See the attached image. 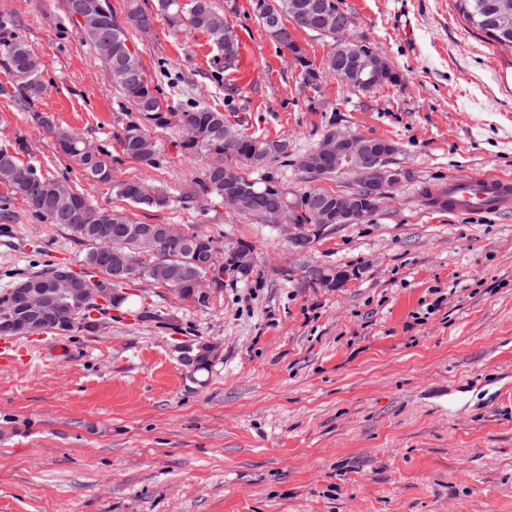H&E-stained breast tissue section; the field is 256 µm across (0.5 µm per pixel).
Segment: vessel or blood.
I'll list each match as a JSON object with an SVG mask.
<instances>
[{
	"label": "vessel or blood",
	"mask_w": 512,
	"mask_h": 512,
	"mask_svg": "<svg viewBox=\"0 0 512 512\" xmlns=\"http://www.w3.org/2000/svg\"><path fill=\"white\" fill-rule=\"evenodd\" d=\"M437 189L447 194V211L451 214L512 213V180L507 178L452 176Z\"/></svg>",
	"instance_id": "vessel-or-blood-1"
}]
</instances>
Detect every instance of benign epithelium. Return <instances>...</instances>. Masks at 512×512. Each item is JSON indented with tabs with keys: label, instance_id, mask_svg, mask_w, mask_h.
<instances>
[{
	"label": "benign epithelium",
	"instance_id": "benign-epithelium-1",
	"mask_svg": "<svg viewBox=\"0 0 512 512\" xmlns=\"http://www.w3.org/2000/svg\"><path fill=\"white\" fill-rule=\"evenodd\" d=\"M71 16L83 28L95 26L99 17L78 6L70 9ZM307 24L313 29L330 34H341L347 27L344 11L330 0L323 4L305 5L300 10ZM329 71H341L348 68V73L355 80L357 88L369 92L377 86V77L390 68L384 55L374 46L354 41L344 50H333L326 60ZM390 141L381 137H367L358 134L333 130L319 143L318 147L305 155L300 167L306 171H316L322 166H333L336 172H350L361 179L366 197L360 199L343 195L336 198V217L330 213H321V223L314 225H288V240L297 251L305 248L306 238L312 233H324L341 224H355L366 218L364 206H380L387 199L393 188L394 172H385L379 167L376 147H387ZM241 171L230 166L225 170L224 183L227 191L224 203L232 204L236 200L234 189ZM336 223H331V220ZM305 278L315 284L332 287L341 284V277H333L321 267L309 268ZM79 273L68 266H58L52 276V287L35 288L26 283L18 284L8 290L16 302V311L9 320L0 323V336L10 337L18 330L33 333L32 315L41 317L46 324L52 321L53 313L61 302L70 300L83 310L75 316L74 325L83 328L99 323V316L112 310L116 303V293L110 288H82Z\"/></svg>",
	"mask_w": 512,
	"mask_h": 512
}]
</instances>
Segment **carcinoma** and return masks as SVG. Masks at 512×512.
Instances as JSON below:
<instances>
[{
    "instance_id": "obj_1",
    "label": "carcinoma",
    "mask_w": 512,
    "mask_h": 512,
    "mask_svg": "<svg viewBox=\"0 0 512 512\" xmlns=\"http://www.w3.org/2000/svg\"><path fill=\"white\" fill-rule=\"evenodd\" d=\"M81 2L101 20L99 27L81 30V37L95 45L102 33L110 35L112 57L103 59L108 79L138 114L136 121L126 125L119 136L123 154L150 167L159 164L160 151L150 129L175 124L192 130V136L181 141V149L205 161L194 192L177 197L143 180L115 179L107 150L100 148L93 156L85 154L83 140L73 130L57 124L52 115L35 110L48 92L42 76L45 63L17 34L10 16L0 14V65L11 75L10 87L0 86V95L34 113L37 125L53 134L59 151L70 158L85 177L111 185L113 194L134 205L163 211L176 203L187 206L198 194L224 198L223 167L232 162L243 171L238 186L242 203L235 208L243 216L265 220L263 209L253 204V200L263 194L280 198L286 216L294 224L317 223L312 208L315 201L334 205L338 196L334 191L311 187L292 201L288 199V191L274 178L260 181L253 178L252 173L269 162L288 158V139L249 135L229 122L224 113L206 104L174 111L147 75L137 52L130 46L125 26L112 15L108 0ZM296 2L298 0H252L262 28L286 51L291 49L288 39L294 35L285 30V22L295 24L298 30H308L296 20ZM457 7L473 27L512 51V0H457ZM157 10L173 34L186 27L208 33L222 53L224 68L236 66L238 43L226 41L224 14L216 10L212 0H158ZM156 15L143 11L136 0H129L127 19L135 29L150 31ZM294 59L301 67L302 87L318 90L325 69L313 67L302 50ZM26 152L27 138L22 135L16 136L12 145L0 147V184L14 195L25 197L34 216L49 224H58L88 243L83 262L93 270L96 287H125L123 283L112 281V265L105 259L109 252L136 254L139 264L135 274L199 305L209 301V296L200 294V285L211 272L222 273L230 267L243 277L253 273L254 266L239 263L240 256L253 255L252 245L241 243L223 259L218 256L214 239L208 235L192 233L188 240L168 239L165 225L137 222L118 211L96 207L67 179L43 176L34 161L22 159Z\"/></svg>"
}]
</instances>
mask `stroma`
I'll return each instance as SVG.
<instances>
[{"label": "stroma", "mask_w": 512, "mask_h": 512, "mask_svg": "<svg viewBox=\"0 0 512 512\" xmlns=\"http://www.w3.org/2000/svg\"><path fill=\"white\" fill-rule=\"evenodd\" d=\"M348 36L375 46L399 82L365 93L334 75L302 89L300 68L256 20L252 0H214L239 43L225 69L209 35L163 21L134 47L177 107L204 101L247 133L287 137L265 175L310 186L299 159L329 130L395 143L402 177L362 223L303 252L288 231L211 198L150 211L81 176L29 113L0 96V146L28 134L43 174L93 204L255 247L253 274H225L206 305L132 283L141 317L115 307L94 332L0 340V512H512V214L458 215L424 185L512 177V53L455 0H338ZM46 61L40 111L105 148L113 175L193 190L203 164L181 132L156 131L160 164L123 155L136 114L109 81L64 0H0ZM0 289L88 245L33 217L0 185ZM307 266L350 273L339 288ZM438 310H431V303ZM218 344L193 374L176 343Z\"/></svg>", "instance_id": "obj_1"}]
</instances>
